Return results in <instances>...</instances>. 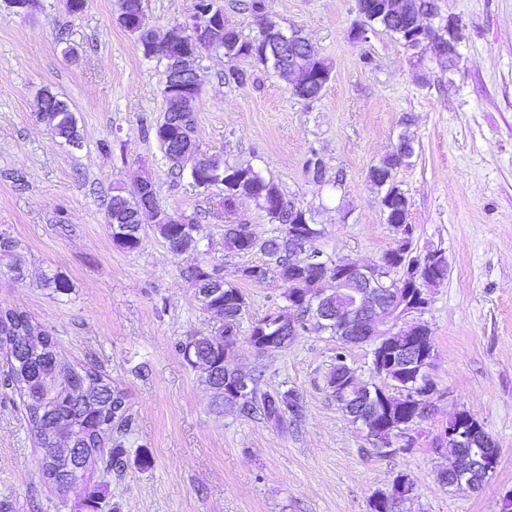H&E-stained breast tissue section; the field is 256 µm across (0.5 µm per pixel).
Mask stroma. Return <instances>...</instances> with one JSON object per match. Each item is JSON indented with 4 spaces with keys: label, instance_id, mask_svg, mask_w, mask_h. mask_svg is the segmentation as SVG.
I'll return each mask as SVG.
<instances>
[{
    "label": "stroma",
    "instance_id": "obj_1",
    "mask_svg": "<svg viewBox=\"0 0 512 512\" xmlns=\"http://www.w3.org/2000/svg\"><path fill=\"white\" fill-rule=\"evenodd\" d=\"M462 25L459 60L411 55L383 28L358 40L356 0H265L284 31L301 32L332 66L318 99L293 97L286 78L251 58L205 53L194 138L230 167H252L323 228L324 256L366 265L394 246L370 167L410 131L414 154L396 180L408 199L414 253L443 252L444 282L421 314L435 344L429 371L438 400L423 438L373 454L325 387L337 354L373 380L369 346L326 332L300 333L288 349L258 353L252 319L285 308L277 274L251 280L260 251L224 247L223 185L199 189L175 175L156 139L163 118L164 60L144 58L117 22V0H38L26 15L0 0V232L27 258L17 278L0 264V309L27 314L56 340L59 359L95 369L120 391L132 417L127 465L108 474L100 512H370L398 473L415 483L401 512H500L512 491V0H437ZM246 85L225 81L229 67ZM50 89L72 107L81 149L36 118ZM318 154L321 178L307 170ZM149 177L162 208L200 224L199 248L171 252L153 225L139 249L117 244L106 224L116 186ZM219 268L248 308L233 365L262 372V386L293 390L300 421L276 426L239 417L183 361L178 346L215 321L185 272ZM66 278L57 294L44 274ZM478 419L500 452L478 490L438 480L450 459L435 437L450 413ZM41 450L20 395L0 382V512H75L85 485L59 494L39 472ZM148 466H141V458Z\"/></svg>",
    "mask_w": 512,
    "mask_h": 512
}]
</instances>
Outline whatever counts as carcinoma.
Wrapping results in <instances>:
<instances>
[{
  "instance_id": "carcinoma-1",
  "label": "carcinoma",
  "mask_w": 512,
  "mask_h": 512,
  "mask_svg": "<svg viewBox=\"0 0 512 512\" xmlns=\"http://www.w3.org/2000/svg\"><path fill=\"white\" fill-rule=\"evenodd\" d=\"M434 0H413L410 13L396 21L385 15L377 17L374 24L389 30L392 28H407L415 23H421L425 16L434 11ZM233 41L238 44L234 53L235 58H248L252 56L249 51L252 40L245 38L238 32L224 35V42ZM168 127L173 132H182L193 136L195 129V110L183 109L171 111V107L164 106L162 125L156 126V138L162 140V127ZM54 134L73 143L78 137V126L75 113L72 109L64 112V119L57 124ZM413 156L412 144H407L404 152H394L370 167L369 181L377 188L380 194V204L386 221L389 224L406 222L407 209L405 192L397 184L395 177L397 170L409 165ZM271 187L276 199L283 201V208L268 214L270 222L279 225L278 234L271 237H261L254 232L248 224L224 225V247L231 251L247 253L255 249L268 257L267 263L261 266H251L243 269L242 276L249 279H263L270 271H275L279 278L287 285L286 298L290 307L295 311V319L301 323L305 314L303 307L297 304L294 298L295 282L300 280L306 288L323 287V269L317 267L301 268L296 266L289 251V242L297 230L296 221L299 217V208L284 200L279 186L273 181H265V177L251 182L250 192L262 194L266 187ZM106 224L123 226L131 241L122 242L123 248L134 251L139 248L142 240V225L136 223L135 199L117 192L111 198L106 214ZM156 233L164 240L169 248L184 251L189 245L187 236L182 232L180 224H157ZM0 260L6 262L9 271L20 277L24 273L25 259L17 246L3 252L0 251ZM387 265L399 272L406 269L409 261L413 260L411 239L405 238L395 242V246L387 250L381 257ZM220 324L201 336L193 337L197 343L199 360L209 366V372L204 374V382L214 387L224 383L226 373L230 372L229 365L224 363V349L238 340L240 322L247 310V302L240 289L229 285L218 298ZM30 323L27 316L17 310H0V346L10 351L14 346L25 340L36 349V357L21 360L10 364L8 383L19 392L24 401L25 412L32 432L35 434L40 448L44 449L39 463V469L44 478L52 484L66 478V474L52 468L48 460L46 449L52 447L49 441L59 426L65 423H74L79 427L82 438L79 444L84 448H93L102 439L112 436L118 438L127 433L129 418L122 408L124 399L121 394L112 389V381L99 373L84 367H74L77 375L94 378L102 382L98 399L89 402L86 398L73 393L56 379L57 351L54 337L41 332L38 336H27ZM250 344L262 354H272L288 348L291 340L288 331L283 325L275 324L270 315L255 320L248 336ZM262 374L253 375L255 398L250 403L234 406L236 412L245 418L266 421L271 415L280 418V423L286 424L302 417V405L296 393L287 391L270 392L260 387ZM379 382L359 381V384L349 389L348 399L338 407L349 416L360 409L377 415L381 422V433L385 434L392 426L400 423V419L409 420L415 417L417 409L414 407L397 410L391 402L388 388L400 389L403 381L396 379L390 372L376 373ZM376 394L371 403H365L367 393ZM104 470L121 471L125 468V452L122 444L118 443L112 449V455L102 458ZM105 493L104 487L96 484L89 489L83 500L81 508L85 512H99V503Z\"/></svg>"
}]
</instances>
